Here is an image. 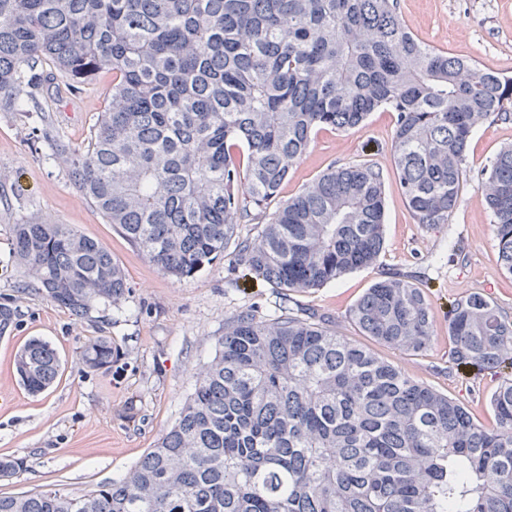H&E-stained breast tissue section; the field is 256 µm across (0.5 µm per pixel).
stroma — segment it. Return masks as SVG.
<instances>
[{
	"mask_svg": "<svg viewBox=\"0 0 512 512\" xmlns=\"http://www.w3.org/2000/svg\"><path fill=\"white\" fill-rule=\"evenodd\" d=\"M398 11L427 44L512 76V0H398ZM111 88L112 73L104 70L86 93L43 87L35 92L40 111H0V303L14 312L11 327L0 335V458L21 464L15 477L0 481L1 493L53 487L78 494L126 474L178 419L225 323L245 309L270 313L279 301L272 285L236 276L229 255L190 279L163 274L86 200L61 149L86 141ZM393 127V113L375 112L365 126L318 132L282 185L283 201L330 166L365 161L382 169L385 182V245L376 265L292 294L290 305L328 318L342 336L461 402L488 425V398L501 379L451 366L446 315L460 294L479 291L512 316V277L500 271L481 188L482 169L512 145V122L487 123L474 132L452 221L431 227L414 222L394 175ZM39 217L75 225L111 252L129 286L119 304H95L78 318L37 292L33 277L15 262L12 227ZM458 240L465 249L454 259L450 246ZM394 272L412 276L427 295L435 329L427 351L379 344L348 316L372 283ZM32 336L49 341L63 363L54 386L35 397L19 385L13 369L15 353ZM102 336L111 338L115 355L109 369L92 371L81 352Z\"/></svg>",
	"mask_w": 512,
	"mask_h": 512,
	"instance_id": "35a3bbf8",
	"label": "stroma"
}]
</instances>
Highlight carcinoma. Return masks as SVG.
<instances>
[{
  "instance_id": "obj_1",
  "label": "carcinoma",
  "mask_w": 512,
  "mask_h": 512,
  "mask_svg": "<svg viewBox=\"0 0 512 512\" xmlns=\"http://www.w3.org/2000/svg\"><path fill=\"white\" fill-rule=\"evenodd\" d=\"M397 0H0V110L24 88L73 93L112 71L109 104L71 175L106 223L163 273L186 279L224 256L289 293L374 265L385 243L382 170L333 167L268 206L322 129L395 115L391 156L417 224H449L474 130L511 122L512 77L432 47ZM501 270L512 277V146L482 181ZM262 224L255 238L239 226ZM16 263L76 317L119 303L126 275L69 224L13 225ZM349 319L420 353L435 330L407 276L376 281ZM449 362L512 369V319L480 292L448 310ZM112 340L82 352L112 365ZM31 395L61 371L32 337L14 360ZM478 423L332 325L279 306L239 312L179 418L118 480L81 495L0 493V512H512V375Z\"/></svg>"
}]
</instances>
